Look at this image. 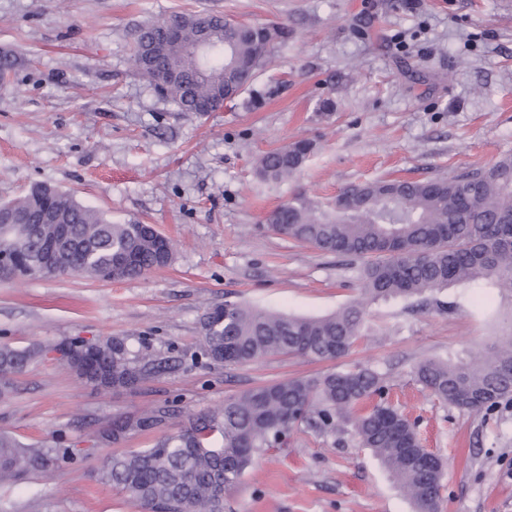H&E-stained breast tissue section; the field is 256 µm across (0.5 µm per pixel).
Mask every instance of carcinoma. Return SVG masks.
Returning <instances> with one entry per match:
<instances>
[{
    "label": "carcinoma",
    "mask_w": 512,
    "mask_h": 512,
    "mask_svg": "<svg viewBox=\"0 0 512 512\" xmlns=\"http://www.w3.org/2000/svg\"><path fill=\"white\" fill-rule=\"evenodd\" d=\"M180 40L190 45L204 36L213 50L206 62L184 50L146 63V49L164 37L161 22L132 34L130 61L143 75L165 74L158 90L180 111L190 114L205 100H231L244 87L241 69L251 73L288 37L277 23L242 33L221 15L180 14ZM313 150L298 141L264 154L257 170L265 179L282 180L296 172ZM26 216L24 224L0 230V263L16 277L40 268L44 245L56 239L57 225L42 223L60 216L70 225L62 261L40 277L68 272L96 279H131L170 264L162 257L163 239L138 224H114L51 186L31 189L5 203ZM329 211L317 212L298 198L267 217L273 231L330 254L365 260L360 295L349 306L325 317L267 312L224 302L204 314L201 332L206 355L215 362L245 364L271 355H295L331 361L349 354L360 338L369 305L392 297H423L451 287L480 283L512 306V154L491 166L453 178L424 181L375 180L353 185L336 196ZM33 351L0 347V394L26 369ZM102 376L94 387H135L155 370L152 360L131 355L124 343H99ZM417 380L437 399L457 408L492 410L512 400V336L473 354L466 362L426 360L416 365ZM379 397L370 411L358 406ZM317 415L324 425L343 414L363 447L399 481L415 512H438L443 466L421 448L415 425L385 401L384 380L368 368L334 371L314 379H283L228 399L224 407L188 418L175 434L150 448L107 458L100 479L130 494L152 512H224V493L253 464L264 448L283 442L288 428ZM169 410L158 407L139 415L117 416L103 438L118 443L128 430L159 427ZM59 457L55 448L24 445L0 434V484H13Z\"/></svg>",
    "instance_id": "1"
}]
</instances>
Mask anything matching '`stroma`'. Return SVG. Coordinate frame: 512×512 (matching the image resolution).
<instances>
[{
    "instance_id": "stroma-1",
    "label": "stroma",
    "mask_w": 512,
    "mask_h": 512,
    "mask_svg": "<svg viewBox=\"0 0 512 512\" xmlns=\"http://www.w3.org/2000/svg\"><path fill=\"white\" fill-rule=\"evenodd\" d=\"M287 26L251 83L191 119L132 67L134 28L176 12ZM0 203L43 183L116 224H152L170 265L136 279L68 273L0 281V345L36 350L0 397V432L64 448L49 469L0 486V512H146L98 472L112 454L152 447L189 415L243 391L355 366L382 374L387 400L443 463L439 512H512V403L467 411L417 381L426 359L465 358L512 330L501 301L458 289L461 312L395 299L369 305L345 357L212 361L199 321L224 304L302 316L358 295L359 263L276 234L265 221L302 198L320 207L374 179L450 178L512 154V0H0ZM313 142L282 181L266 152ZM117 339L159 364L136 388L97 390L56 351ZM165 407L163 428L101 443L118 414ZM224 512H414L351 422L301 423L260 451Z\"/></svg>"
}]
</instances>
